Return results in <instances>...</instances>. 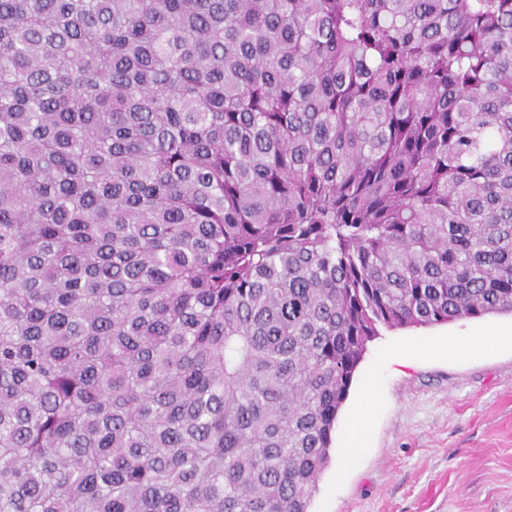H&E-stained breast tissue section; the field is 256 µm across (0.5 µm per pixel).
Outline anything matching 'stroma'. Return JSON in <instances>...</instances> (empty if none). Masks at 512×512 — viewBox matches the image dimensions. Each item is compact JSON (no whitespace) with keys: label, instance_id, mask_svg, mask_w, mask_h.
<instances>
[{"label":"stroma","instance_id":"obj_1","mask_svg":"<svg viewBox=\"0 0 512 512\" xmlns=\"http://www.w3.org/2000/svg\"><path fill=\"white\" fill-rule=\"evenodd\" d=\"M512 331L511 314L380 328L368 343L309 512H512V346L467 358L407 349ZM371 407L367 449L335 465L352 414Z\"/></svg>","mask_w":512,"mask_h":512}]
</instances>
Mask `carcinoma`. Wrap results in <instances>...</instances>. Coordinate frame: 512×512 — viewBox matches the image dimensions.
<instances>
[{
    "label": "carcinoma",
    "instance_id": "1",
    "mask_svg": "<svg viewBox=\"0 0 512 512\" xmlns=\"http://www.w3.org/2000/svg\"><path fill=\"white\" fill-rule=\"evenodd\" d=\"M512 314V0H0V512H309L378 326Z\"/></svg>",
    "mask_w": 512,
    "mask_h": 512
}]
</instances>
